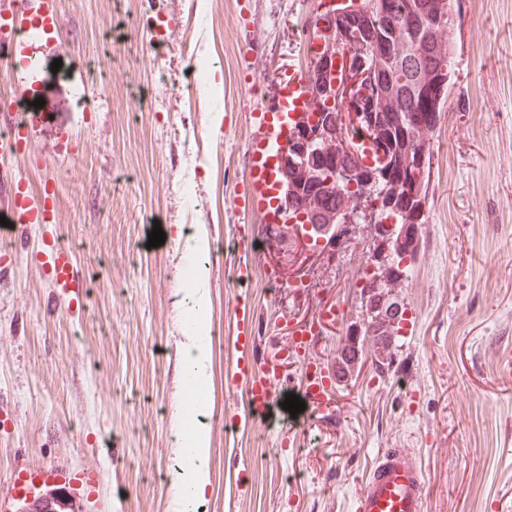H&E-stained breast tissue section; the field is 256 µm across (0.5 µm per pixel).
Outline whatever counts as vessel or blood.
<instances>
[{
    "instance_id": "b4317fda",
    "label": "vessel or blood",
    "mask_w": 512,
    "mask_h": 512,
    "mask_svg": "<svg viewBox=\"0 0 512 512\" xmlns=\"http://www.w3.org/2000/svg\"><path fill=\"white\" fill-rule=\"evenodd\" d=\"M9 26L14 36L0 43V56L29 60L33 48L43 47L63 35L57 0H0V27ZM41 95L40 78L30 72L14 99L13 109L0 113V125L10 129L0 139V156L19 152L21 145L34 135L30 120L36 114L35 99ZM12 226L41 224L55 226L56 206L52 194L32 193L22 183H12L5 209L0 210ZM43 271L58 299L74 301L80 296L75 265L68 248L50 239L42 251ZM239 358L234 374L249 380L247 406L251 420H263L268 409L284 402L286 394L280 385L275 362L265 365L262 376H255L254 327L249 317H242L233 341ZM343 375L341 367L326 366L319 372L302 375L296 395L307 410L324 416L339 415L335 386ZM424 482L418 461L401 448H388L379 454L357 501L356 512H422Z\"/></svg>"
}]
</instances>
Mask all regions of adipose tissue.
Wrapping results in <instances>:
<instances>
[{"label": "adipose tissue", "instance_id": "ef3b65f1", "mask_svg": "<svg viewBox=\"0 0 512 512\" xmlns=\"http://www.w3.org/2000/svg\"><path fill=\"white\" fill-rule=\"evenodd\" d=\"M210 352L203 337H191L182 352V365L197 386L191 399L194 411L192 429L181 436L182 446L195 451V461L191 466L179 468L173 478L178 512H199L208 487L209 433L203 419L207 407L206 387Z\"/></svg>", "mask_w": 512, "mask_h": 512}]
</instances>
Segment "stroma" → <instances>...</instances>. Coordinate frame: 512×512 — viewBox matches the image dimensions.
<instances>
[{
	"mask_svg": "<svg viewBox=\"0 0 512 512\" xmlns=\"http://www.w3.org/2000/svg\"><path fill=\"white\" fill-rule=\"evenodd\" d=\"M58 7L64 37L40 52L36 132L19 154L0 157V177L54 187L57 234L83 293L71 309L57 300L35 261L41 225L0 243V501L29 474L89 471L88 491L61 486L69 512H174L177 387L190 335L175 229L191 223L211 241L252 223L235 204L247 147L265 131L275 75L311 62L299 32L313 0H237L229 15L224 0ZM452 7V87L431 136L423 245L401 291L410 322L388 350L359 346L336 389L343 424L287 419L275 407L270 433L260 434L245 422L246 383L226 374L243 312L266 353L288 340L284 314L315 320L332 304L360 316L348 283L368 255V225L346 263L309 267L304 292L271 250L245 287L232 279L244 259L236 249L202 275L205 512H354L385 448L419 462L423 512H512V0ZM203 43L215 57L212 80L191 99L184 76ZM252 71L268 76L255 92ZM135 87L151 94L153 111L128 112ZM156 223L166 240L154 248Z\"/></svg>",
	"mask_w": 512,
	"mask_h": 512,
	"instance_id": "1",
	"label": "stroma"
}]
</instances>
